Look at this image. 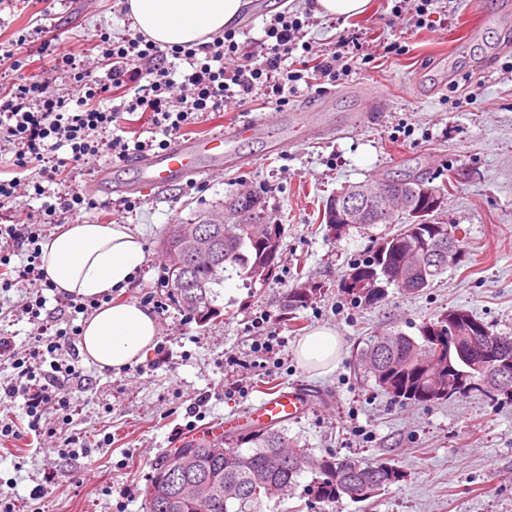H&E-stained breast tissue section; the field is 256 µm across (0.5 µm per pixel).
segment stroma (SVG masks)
<instances>
[{
  "label": "stroma",
  "instance_id": "stroma-1",
  "mask_svg": "<svg viewBox=\"0 0 512 512\" xmlns=\"http://www.w3.org/2000/svg\"><path fill=\"white\" fill-rule=\"evenodd\" d=\"M432 27H418L415 11H395L394 0H370L365 14L317 17L303 0H264L262 13L245 6L236 40L258 49L274 15L301 22L311 56L336 51L342 38L356 40L355 58L336 81L299 83L287 104L263 97L228 107L183 128L186 136L218 130L243 118L266 119L267 127L241 140V162L196 180L173 181L144 194L134 190L135 161L105 155L113 180L131 185L132 210L105 211L117 192L95 183L86 166L71 172L70 185L101 203L85 214L97 224L136 227L146 262L114 303L165 305L157 313L158 336L134 367L102 371L87 358V378L78 410L69 418L45 415L42 427L78 437L81 447L61 456L27 432L19 442L0 444V490L16 512H143L144 491L158 460L204 425L239 419L251 411L266 382L297 390L307 410L286 424L288 436L314 455L329 452L357 459L389 458L404 481L368 506L349 499L327 505L312 491V473L293 494L266 503L262 512H512V401L490 402L477 394L443 403L409 404L374 391L357 358L362 338L400 332L418 336L421 325L448 308H462L490 332L512 335V9L503 0H429ZM37 12L29 0L0 5V43L40 28L38 40L19 56L23 73L50 94L68 92L67 73L49 57L55 43L85 48L118 42L126 35L122 0H47ZM306 109L320 112L333 131L284 152L270 145L280 122ZM21 151L0 139V179L20 177L41 185L25 191L18 209L44 219L51 234L75 218L58 207L56 184L43 166L16 165ZM414 172L439 185L462 173L440 224L455 226L466 256L423 292L389 290L371 306L355 304L346 292L352 265L367 258L396 224H356L330 232L322 219L327 198L354 183L382 182ZM250 189L265 201L271 223L282 225L281 255L274 276L246 286L232 277L218 303L221 317L200 324L174 301L161 282L160 242L171 224L203 214L220 215L230 194ZM312 286L316 295L283 318L290 289ZM58 291L39 281L0 289V333L17 350L31 344L28 314L37 298L52 312ZM333 329L340 340L334 368L312 370L298 358L302 339L314 328ZM52 494L34 499L44 480Z\"/></svg>",
  "mask_w": 512,
  "mask_h": 512
}]
</instances>
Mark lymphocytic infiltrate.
Instances as JSON below:
<instances>
[{
	"instance_id": "lymphocytic-infiltrate-1",
	"label": "lymphocytic infiltrate",
	"mask_w": 512,
	"mask_h": 512,
	"mask_svg": "<svg viewBox=\"0 0 512 512\" xmlns=\"http://www.w3.org/2000/svg\"><path fill=\"white\" fill-rule=\"evenodd\" d=\"M266 34L272 38V45L247 53L240 52L231 31L201 47L186 44L165 51L139 33L124 43L103 48L100 63L108 67L113 87L132 93L122 110L113 112L93 106L97 82L78 54L53 49L55 67L68 73L71 79L69 92L56 97L28 83L21 65L14 62V49L0 44V63L13 62L16 74L11 87L0 91V138L25 146V153L17 158L19 167H26L33 160L48 161L51 178L63 186L68 182L70 163L105 150L119 159L153 150V142H131L117 134L106 141L98 140V131L119 123L122 112L150 113L154 127L170 136L194 123L200 114L220 113L226 107L246 102L258 89L266 99L286 104L289 95L297 91L285 63L299 47L300 26L281 18L268 27ZM168 54L189 62L191 72L185 75L182 84H175L163 64ZM51 136L70 145L71 158H44L40 143ZM0 243L28 249L27 262L20 267H11L8 256H0V265L11 268L9 277L0 278V288L42 279L35 224H0ZM57 310L61 327L51 332L45 326H37L34 348L29 353L18 354L11 338L0 336V363L9 364L16 372L14 382L0 392L8 398L23 397L28 417L24 430L14 420H1L0 441L22 440L25 430H39L44 415L65 414L74 407L71 386L81 375L74 365L80 330L73 320L76 315L87 313L89 306L81 297L72 295L61 301Z\"/></svg>"
}]
</instances>
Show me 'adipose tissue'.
Returning <instances> with one entry per match:
<instances>
[{"label":"adipose tissue","instance_id":"1","mask_svg":"<svg viewBox=\"0 0 512 512\" xmlns=\"http://www.w3.org/2000/svg\"><path fill=\"white\" fill-rule=\"evenodd\" d=\"M242 0H127L136 27L163 47L202 45L231 27ZM41 268L58 292L97 298L130 286L146 262L139 232L128 224L79 222L41 244ZM158 327L155 316L138 302L104 305L84 324L79 344L100 370L111 371L142 361ZM335 331L318 328L299 345L298 354L311 368L335 362Z\"/></svg>","mask_w":512,"mask_h":512}]
</instances>
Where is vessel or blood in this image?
Here are the masks:
<instances>
[{
    "mask_svg": "<svg viewBox=\"0 0 512 512\" xmlns=\"http://www.w3.org/2000/svg\"><path fill=\"white\" fill-rule=\"evenodd\" d=\"M262 126V121L248 120L224 126L207 135L176 140L169 148L142 157L140 178L146 184L163 185L190 174L202 173L208 163H235L234 145L256 134ZM320 130L313 113H298L288 134L273 141L271 149L283 151L298 141L318 134ZM301 413L302 403L296 394L280 388L267 391L254 410L256 418L269 422H284Z\"/></svg>",
    "mask_w": 512,
    "mask_h": 512,
    "instance_id": "vessel-or-blood-1",
    "label": "vessel or blood"
}]
</instances>
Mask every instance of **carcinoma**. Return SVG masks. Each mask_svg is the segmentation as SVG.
I'll return each instance as SVG.
<instances>
[{
	"mask_svg": "<svg viewBox=\"0 0 512 512\" xmlns=\"http://www.w3.org/2000/svg\"><path fill=\"white\" fill-rule=\"evenodd\" d=\"M417 190V197L406 210L407 223L397 232L382 238L375 255L355 265L347 278V291L355 302L366 306L381 301L384 286H397L399 271L384 278L381 262L396 265L399 248L413 245L425 254L433 248L434 237L441 235L446 224H430V216L448 199V185L433 186L415 174L402 179ZM208 230L217 237L218 260L210 265H196L177 273L165 267L164 284L170 288L178 304L207 323L221 316L222 308L215 305L216 287L224 284L228 275L254 283L249 270L256 265L269 268L273 275L280 250L282 227L274 225L277 242L251 230L249 224H209ZM462 254L460 240H452V250L440 264L425 269L427 283L448 272ZM313 294L310 288H296L288 294V310L293 312L307 305ZM455 313L464 320H473L469 312L450 308L436 319L425 323L420 336L389 333L369 336L358 350V357L374 388L394 398L414 404L446 401L448 370L465 371L479 357L481 342L464 336L448 335V314ZM224 452L210 454L211 442L205 438L190 447H180L163 456L145 491V512H261L264 502L280 500L292 494L298 478L313 469L331 472L332 480L314 482L315 497L333 504L344 497L354 502H366L381 491L405 479L406 474L386 459L372 462L349 456L327 454L314 458L311 449L288 438L284 427L261 424L224 435ZM249 446V452L240 448ZM190 483L202 484L205 492L195 497L184 492Z\"/></svg>",
	"mask_w": 512,
	"mask_h": 512,
	"instance_id": "cac0c4a2",
	"label": "carcinoma"
}]
</instances>
